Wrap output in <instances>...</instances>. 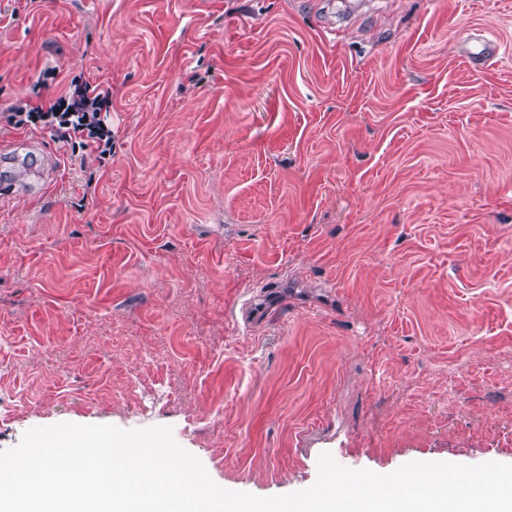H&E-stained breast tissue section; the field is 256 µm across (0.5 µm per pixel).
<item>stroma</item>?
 Here are the masks:
<instances>
[{"label": "stroma", "mask_w": 512, "mask_h": 512, "mask_svg": "<svg viewBox=\"0 0 512 512\" xmlns=\"http://www.w3.org/2000/svg\"><path fill=\"white\" fill-rule=\"evenodd\" d=\"M74 79L110 158L0 129L51 170L0 197V450L167 426L259 497L512 464V0H0V111Z\"/></svg>", "instance_id": "1"}]
</instances>
